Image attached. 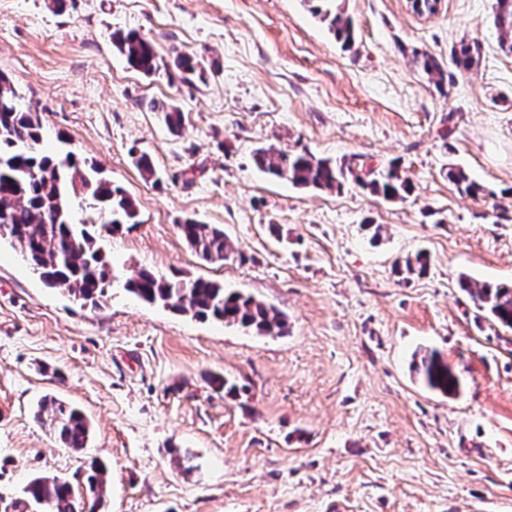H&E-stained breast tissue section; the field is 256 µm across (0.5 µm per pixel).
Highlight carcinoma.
<instances>
[{"label": "carcinoma", "instance_id": "obj_1", "mask_svg": "<svg viewBox=\"0 0 512 512\" xmlns=\"http://www.w3.org/2000/svg\"><path fill=\"white\" fill-rule=\"evenodd\" d=\"M310 11L327 24L336 40L345 46L354 42L350 18L332 8L334 0H305ZM494 24L502 33L501 46L512 52V0H495ZM117 50L129 67L153 75L164 66L155 45L137 31L118 30L112 34ZM479 56L476 45L462 41L451 53L456 67L469 69ZM417 63L439 89L446 81L438 60L426 53ZM20 96L11 78L0 71V217L12 225V233L3 235L18 243L24 261L39 274L49 288L62 287L70 296L98 308L103 302L112 276L100 246L97 231L115 235L138 223L135 200L120 186L101 177L93 163L68 152L51 155L42 148L41 114L26 108L15 110L11 102ZM164 121L175 130L182 124L181 110L162 106ZM255 165L263 172L296 187L335 190L348 180L389 200L404 198L409 184L398 167L391 165L376 171L349 163H334L309 153H286L262 147L253 154ZM448 180L465 191L478 194L481 187L468 180L463 170L448 168ZM85 203L86 217L76 224L72 218L74 200ZM179 231L188 246L205 261H222L231 252L224 230L213 224L187 219ZM427 262L421 254L397 264V272L411 276L423 273ZM459 288L471 295L477 307L487 310L493 319L512 329V285L472 284L462 276ZM126 289L142 301L201 320H215L259 335L282 336L288 332V317L276 307L224 288V284L203 279L166 278L142 268L126 282ZM425 385L442 395L459 393L460 379L448 361L435 350H427L415 363ZM36 418L53 432L62 446L76 452L87 447L90 423L76 408L53 395L41 400ZM89 490L101 499L106 485L105 467L94 460L90 464ZM29 502L41 512H80L69 480L35 477L24 489Z\"/></svg>", "mask_w": 512, "mask_h": 512}]
</instances>
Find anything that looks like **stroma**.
<instances>
[{
  "instance_id": "35a3bbf8",
  "label": "stroma",
  "mask_w": 512,
  "mask_h": 512,
  "mask_svg": "<svg viewBox=\"0 0 512 512\" xmlns=\"http://www.w3.org/2000/svg\"><path fill=\"white\" fill-rule=\"evenodd\" d=\"M494 4L440 0L421 16L409 0H335L347 48L303 0H0V71L40 112L44 148L97 163L139 213L99 240L112 286L98 309L0 240V512H24L36 476L68 478L95 512H512V329L458 286L512 283V53ZM129 29L164 70L128 66L112 34ZM464 40L480 52L466 71L450 56ZM181 52L201 75L172 68ZM162 104L182 111L178 133ZM261 146L394 163L410 191L297 188L256 168ZM452 166L482 193L450 182ZM188 218L223 229L229 258L201 260L178 231ZM419 252L427 270L402 280L397 261ZM143 267L250 294L288 332L145 304L124 287ZM426 349L459 394L421 383ZM47 394L89 418L88 448L36 419Z\"/></svg>"
}]
</instances>
